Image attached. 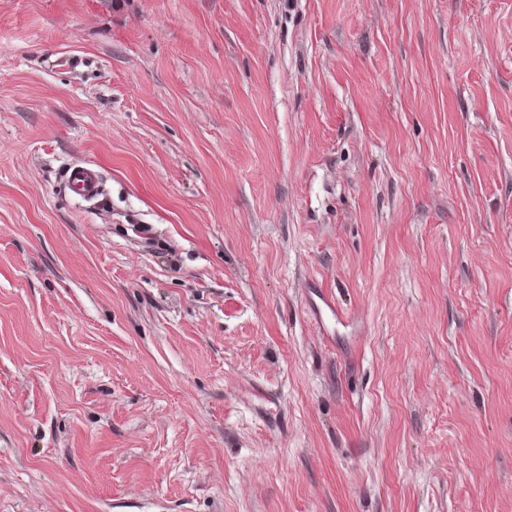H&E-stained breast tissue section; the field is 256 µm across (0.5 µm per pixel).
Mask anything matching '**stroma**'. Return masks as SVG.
<instances>
[{
  "label": "stroma",
  "instance_id": "stroma-1",
  "mask_svg": "<svg viewBox=\"0 0 512 512\" xmlns=\"http://www.w3.org/2000/svg\"><path fill=\"white\" fill-rule=\"evenodd\" d=\"M0 512H512V0H0ZM65 178L71 192L83 201L97 202L102 195L101 174L93 165H70Z\"/></svg>",
  "mask_w": 512,
  "mask_h": 512
}]
</instances>
